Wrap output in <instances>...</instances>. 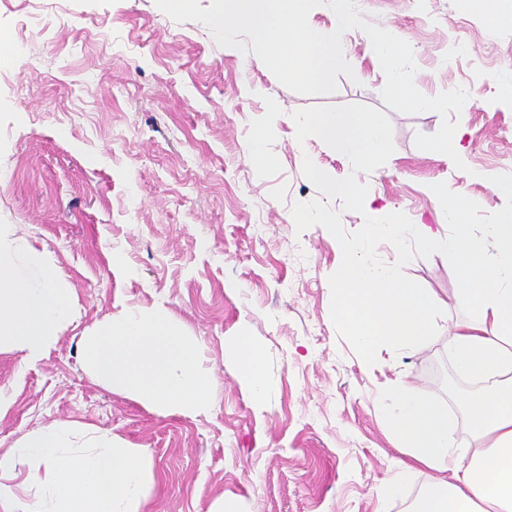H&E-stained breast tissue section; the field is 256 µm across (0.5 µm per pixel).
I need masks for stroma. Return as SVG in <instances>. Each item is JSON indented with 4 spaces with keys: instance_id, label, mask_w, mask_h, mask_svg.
Here are the masks:
<instances>
[{
    "instance_id": "35a3bbf8",
    "label": "stroma",
    "mask_w": 512,
    "mask_h": 512,
    "mask_svg": "<svg viewBox=\"0 0 512 512\" xmlns=\"http://www.w3.org/2000/svg\"><path fill=\"white\" fill-rule=\"evenodd\" d=\"M363 17L410 44L426 96L458 87L466 170L415 145L436 133L433 111L404 114L381 97L385 75L353 30L335 93L283 86L252 54L224 50L203 24L176 22L155 0H0V225L34 239L65 279L76 316L45 358L0 351V451L57 422L90 424L143 449L150 475L140 512H376L397 451L375 399L385 378L456 407L469 384L448 359V330L470 313L452 301L446 256L408 242L401 275L434 296L438 336L367 368L336 319L339 239L363 240L397 219L443 224L432 193L448 186L492 213L503 193L472 170L512 173V20L488 27L461 0H357ZM283 109L256 168L247 146L270 108ZM359 112L387 133L361 166L294 123L312 112ZM311 156L357 206L324 195ZM339 215L336 234L299 221ZM162 309L199 345L213 377L201 414L164 412L96 381L82 343L127 310ZM254 337L275 391L252 401L232 338Z\"/></svg>"
}]
</instances>
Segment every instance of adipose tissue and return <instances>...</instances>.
Returning <instances> with one entry per match:
<instances>
[{
	"label": "adipose tissue",
	"instance_id": "adipose-tissue-1",
	"mask_svg": "<svg viewBox=\"0 0 512 512\" xmlns=\"http://www.w3.org/2000/svg\"><path fill=\"white\" fill-rule=\"evenodd\" d=\"M316 138L360 164L383 151L382 127L359 112H318L295 127L296 141ZM452 232L429 224H376L365 241L341 242L343 262L335 277L336 315L365 364L386 350L428 345L438 334L435 301L398 270L406 243L416 238L430 255L451 256L456 304L470 311L456 323L450 357L456 371L476 385L458 411L413 392L402 379L388 381L378 398L400 453L385 488L399 496L416 466L433 470L410 512H512V216L473 232L461 218L465 200L435 188ZM388 241L394 263L381 265L367 246ZM69 291L39 257L28 237L0 228V349L42 360L58 331L74 317ZM238 370L256 403L273 387L264 358L248 331L234 336ZM84 360L106 385L132 393L164 411L202 412L211 381L198 344L162 311L130 310L101 323L83 342ZM472 436L470 448L453 438L458 422ZM25 471L24 485L13 482ZM148 492L144 457L95 426L75 435L56 424L17 440L0 453V512H139Z\"/></svg>",
	"mask_w": 512,
	"mask_h": 512
}]
</instances>
